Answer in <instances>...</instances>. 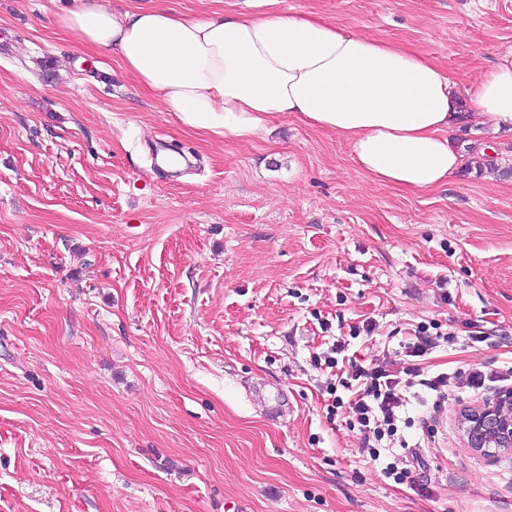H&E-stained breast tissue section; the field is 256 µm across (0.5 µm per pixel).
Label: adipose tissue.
<instances>
[{
  "mask_svg": "<svg viewBox=\"0 0 512 512\" xmlns=\"http://www.w3.org/2000/svg\"><path fill=\"white\" fill-rule=\"evenodd\" d=\"M259 2L258 12L187 17L73 0L56 22L116 56L185 126L247 140L289 113L345 139L378 185L429 191L456 175L463 157L449 133L464 103L493 132L512 131V52L463 95L424 53Z\"/></svg>",
  "mask_w": 512,
  "mask_h": 512,
  "instance_id": "obj_1",
  "label": "adipose tissue"
}]
</instances>
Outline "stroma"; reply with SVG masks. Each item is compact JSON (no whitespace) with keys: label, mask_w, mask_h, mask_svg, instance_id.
Returning a JSON list of instances; mask_svg holds the SVG:
<instances>
[{"label":"stroma","mask_w":512,"mask_h":512,"mask_svg":"<svg viewBox=\"0 0 512 512\" xmlns=\"http://www.w3.org/2000/svg\"><path fill=\"white\" fill-rule=\"evenodd\" d=\"M67 2L0 0V512H512V457L460 425L495 384L436 414L407 394L376 458L334 406L337 372L405 363L422 326L428 373L512 367V133L472 116L452 140L494 169L377 185L290 114L249 140L183 126L54 25ZM277 7L425 53L462 87L512 51V0ZM157 143L195 166L153 172Z\"/></svg>","instance_id":"obj_1"}]
</instances>
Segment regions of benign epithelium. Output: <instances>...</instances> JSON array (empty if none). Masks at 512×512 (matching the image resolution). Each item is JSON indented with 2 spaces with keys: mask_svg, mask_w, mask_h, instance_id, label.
Instances as JSON below:
<instances>
[{
  "mask_svg": "<svg viewBox=\"0 0 512 512\" xmlns=\"http://www.w3.org/2000/svg\"><path fill=\"white\" fill-rule=\"evenodd\" d=\"M462 428L469 447L485 453L487 449L506 442L512 452V391L486 400L477 409H467L462 415Z\"/></svg>",
  "mask_w": 512,
  "mask_h": 512,
  "instance_id": "benign-epithelium-1",
  "label": "benign epithelium"
}]
</instances>
